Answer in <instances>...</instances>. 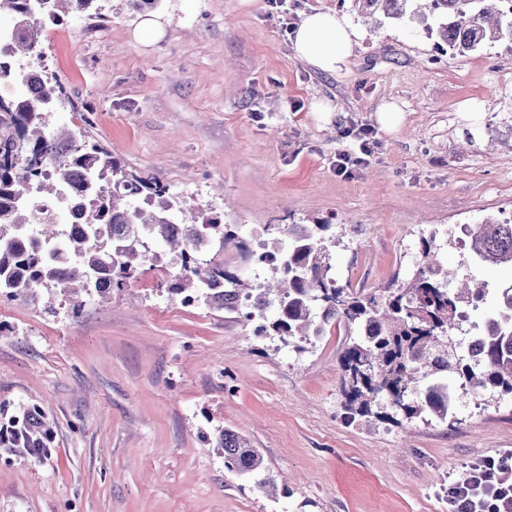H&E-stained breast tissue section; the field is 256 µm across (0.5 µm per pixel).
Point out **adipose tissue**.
Returning <instances> with one entry per match:
<instances>
[{
    "label": "adipose tissue",
    "mask_w": 512,
    "mask_h": 512,
    "mask_svg": "<svg viewBox=\"0 0 512 512\" xmlns=\"http://www.w3.org/2000/svg\"><path fill=\"white\" fill-rule=\"evenodd\" d=\"M355 29L331 11L306 14L298 24L293 49L296 57L321 71L342 70L351 54Z\"/></svg>",
    "instance_id": "1"
}]
</instances>
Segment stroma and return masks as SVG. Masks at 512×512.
Here are the masks:
<instances>
[{
	"mask_svg": "<svg viewBox=\"0 0 512 512\" xmlns=\"http://www.w3.org/2000/svg\"><path fill=\"white\" fill-rule=\"evenodd\" d=\"M103 6L106 21L73 13L45 29L44 63L71 97L53 123L86 128L225 223L343 226L341 282L406 278L432 232L461 265L449 228L512 211V42L455 56L420 26L365 24L351 0H158L166 34L144 45L131 0ZM316 10L361 30L333 74L294 54V28ZM388 102L404 115L393 132L377 122ZM361 127L379 146L339 176ZM170 276L143 265L76 314L0 296V403L44 410L54 441L39 460L0 456V512H449L450 485L512 450L511 396L467 393L451 426L347 422V329L299 350L182 306ZM221 427L261 451L286 493L225 470L206 442Z\"/></svg>",
	"mask_w": 512,
	"mask_h": 512,
	"instance_id": "stroma-1",
	"label": "stroma"
}]
</instances>
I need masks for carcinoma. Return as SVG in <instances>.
Here are the masks:
<instances>
[{
  "instance_id": "obj_1",
  "label": "carcinoma",
  "mask_w": 512,
  "mask_h": 512,
  "mask_svg": "<svg viewBox=\"0 0 512 512\" xmlns=\"http://www.w3.org/2000/svg\"><path fill=\"white\" fill-rule=\"evenodd\" d=\"M96 0H0V13L14 18L13 57L44 59V24L89 8ZM359 13L423 25L439 46L464 55L479 47L512 40V0H353ZM55 75L39 71L33 93L0 97V295L26 302L57 299L80 304L81 294L101 300L121 291L141 266L178 267L167 286L181 303H202L235 313L255 324L254 335H277L300 349L342 323L356 332L341 355L346 419L375 417L397 425L420 417L455 421L459 389L512 395V283L486 291L473 275L448 288V268L438 260L436 234L420 239V259L411 276L373 292L355 290L332 273L336 225L268 224L269 235L288 236V248L258 257L271 268L266 282L253 283L227 270L215 256L231 243L243 248L238 225L185 197L155 175L137 172L65 126L50 113L65 102ZM71 180L83 183L88 203L84 232L66 235V225L38 215L26 189L42 198L58 195ZM474 265L512 266V213L467 225ZM60 248L70 266L60 270L47 249ZM494 309L477 329L478 361L455 346L459 310H476L485 297ZM392 412L377 410V397ZM224 468L274 486L259 450L239 433L222 428L212 439ZM53 427L39 409L21 408L0 423V448L33 459L46 456Z\"/></svg>"
}]
</instances>
